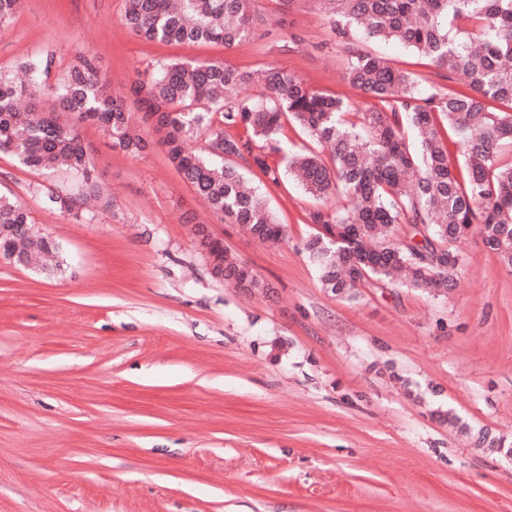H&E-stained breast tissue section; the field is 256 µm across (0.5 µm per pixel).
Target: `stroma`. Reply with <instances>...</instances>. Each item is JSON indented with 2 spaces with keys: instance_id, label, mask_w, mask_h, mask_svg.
Instances as JSON below:
<instances>
[{
  "instance_id": "obj_1",
  "label": "stroma",
  "mask_w": 512,
  "mask_h": 512,
  "mask_svg": "<svg viewBox=\"0 0 512 512\" xmlns=\"http://www.w3.org/2000/svg\"><path fill=\"white\" fill-rule=\"evenodd\" d=\"M123 5L22 0L0 71L47 55L53 81L86 52L120 95L157 63L222 61L368 104L324 0H255L269 20L231 48L146 40ZM363 46L421 89L436 79L398 43ZM80 133L112 195L89 219L46 204L69 174L0 152V192L63 260L47 275L0 258V512H512V270L480 225L445 295L368 286L347 301L303 249L315 202L294 181L261 186L286 232L262 242L200 206L161 148ZM197 224L268 288L214 278Z\"/></svg>"
}]
</instances>
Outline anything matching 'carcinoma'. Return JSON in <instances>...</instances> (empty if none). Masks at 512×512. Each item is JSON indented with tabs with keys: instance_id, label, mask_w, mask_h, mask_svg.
Segmentation results:
<instances>
[{
	"instance_id": "carcinoma-1",
	"label": "carcinoma",
	"mask_w": 512,
	"mask_h": 512,
	"mask_svg": "<svg viewBox=\"0 0 512 512\" xmlns=\"http://www.w3.org/2000/svg\"><path fill=\"white\" fill-rule=\"evenodd\" d=\"M333 29L347 42L354 28L369 39H393L423 55L441 82L423 93L416 74L358 46H347L344 79L370 102L350 122L348 101L322 93L277 68L241 71L222 63L164 62L145 70L123 99L112 97L91 60L82 57L53 87L42 77L48 56H27L0 73V151L40 171L63 170L77 185L47 197L52 210L75 217L86 206H111L77 132L100 127L112 146L141 153L161 147L210 209L263 242L284 236L244 171L266 183L292 177L320 205L304 250L322 287L349 299L368 285L390 284L445 294L464 263L457 243L473 224L498 262L512 269V0H328ZM251 0H124L122 21L151 41L221 42L230 48L264 21ZM262 95L242 94L250 86ZM54 99L50 112L39 108ZM27 99L29 107L18 108ZM151 122L152 138L130 109ZM317 149L269 162L280 151L283 121ZM463 165L450 162L448 134ZM205 146H194L199 138ZM345 193L350 206L327 205ZM398 224L409 227L394 237ZM213 272L247 291L269 287L220 240L197 232ZM58 245L32 230L29 212L0 194V256L28 269L58 266Z\"/></svg>"
}]
</instances>
